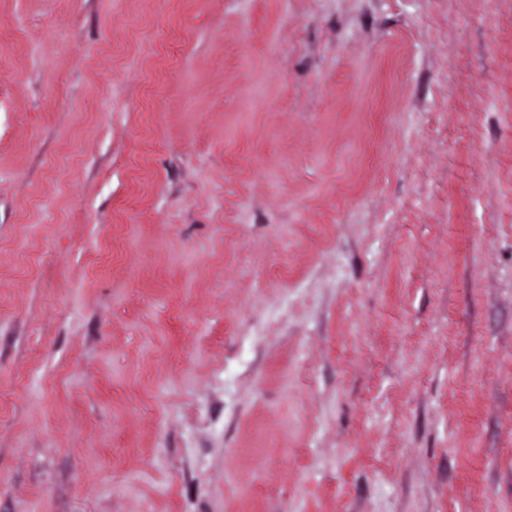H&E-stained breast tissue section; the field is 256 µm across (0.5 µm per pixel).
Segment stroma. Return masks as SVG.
Segmentation results:
<instances>
[{"mask_svg": "<svg viewBox=\"0 0 512 512\" xmlns=\"http://www.w3.org/2000/svg\"><path fill=\"white\" fill-rule=\"evenodd\" d=\"M0 512H512V0H0Z\"/></svg>", "mask_w": 512, "mask_h": 512, "instance_id": "35a3bbf8", "label": "stroma"}]
</instances>
